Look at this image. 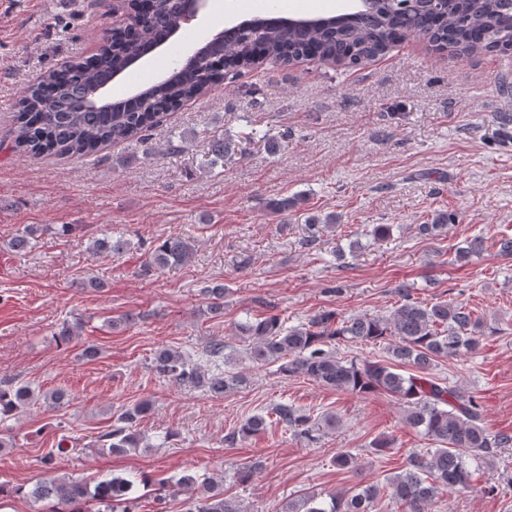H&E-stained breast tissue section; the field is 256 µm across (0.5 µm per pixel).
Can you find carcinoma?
<instances>
[{
	"mask_svg": "<svg viewBox=\"0 0 512 512\" xmlns=\"http://www.w3.org/2000/svg\"><path fill=\"white\" fill-rule=\"evenodd\" d=\"M177 0H155L138 29L139 37L104 36L92 61L77 59L66 71L47 70L16 102L15 150L27 156L81 157L115 144L143 139V133L166 116L159 108L194 99L224 82L221 64L250 60L259 50L284 62L304 56L334 65L358 66L385 51L398 35L428 39L461 53L512 48V0H453L441 8L431 0H363L358 12L321 17V25L292 27L272 17L258 18L224 33V43L202 47L198 59L172 67L161 82L142 86L135 98L95 100L97 90L125 66L131 56L166 31L179 26ZM211 165H224L235 154L233 139L214 132L208 136ZM39 227L29 225L11 243L25 250ZM126 242L103 236L92 242L96 256L118 254ZM483 249L475 238L459 248L455 261L466 262ZM194 250L190 240L175 236L147 253L145 269H164L187 262ZM401 303L388 315L364 314L344 319L334 312L317 313L308 322L285 326L276 315L257 318L238 327L243 351L214 336L205 348L212 358L253 365L278 364L288 376L304 377L323 387L368 395L384 392L403 406L404 424L431 441L434 447L413 454L404 470L383 486L367 484L347 493L318 499L304 495L288 501L278 512H373L379 499L388 497L403 512H431L447 492L474 489L473 463L489 457L495 448L512 445V435L490 434L483 422V407L472 393L446 385L427 373L438 358L475 353L486 336L487 324L473 311L452 301L423 302L411 298L404 286L396 288ZM384 343L389 361H345L329 345L338 341ZM404 365L418 373L401 370ZM153 370L180 383L201 384L215 394L247 383L246 367L206 375L184 355L169 348L158 350ZM27 384L0 385V421L33 401ZM151 409L143 399L122 409L110 429L99 436L101 447L115 454L140 446L135 422ZM298 433H309L317 419L286 403L254 414L227 435L230 443L265 432L271 423ZM187 494L186 512H245L214 484L183 475L175 483ZM134 481L112 476L90 485L77 479L47 478L30 488L19 487L37 500H57L82 512L93 504L97 512H134Z\"/></svg>",
	"mask_w": 512,
	"mask_h": 512,
	"instance_id": "carcinoma-1",
	"label": "carcinoma"
}]
</instances>
